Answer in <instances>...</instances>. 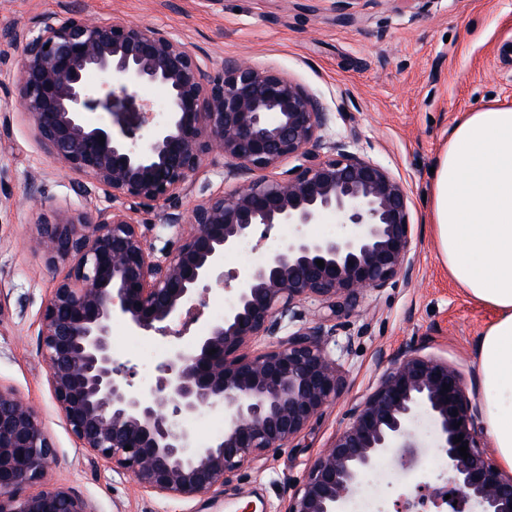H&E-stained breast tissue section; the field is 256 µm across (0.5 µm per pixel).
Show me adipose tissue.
<instances>
[{
  "label": "adipose tissue",
  "instance_id": "1",
  "mask_svg": "<svg viewBox=\"0 0 512 512\" xmlns=\"http://www.w3.org/2000/svg\"><path fill=\"white\" fill-rule=\"evenodd\" d=\"M428 220L450 276L495 310L478 340L484 429L512 469V107L455 124L435 170Z\"/></svg>",
  "mask_w": 512,
  "mask_h": 512
}]
</instances>
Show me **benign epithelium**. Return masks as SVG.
Segmentation results:
<instances>
[{"mask_svg": "<svg viewBox=\"0 0 512 512\" xmlns=\"http://www.w3.org/2000/svg\"><path fill=\"white\" fill-rule=\"evenodd\" d=\"M5 36L21 50L19 103L42 143L90 180L77 185L80 195L103 189L114 202L108 210L43 217L33 239L49 264H69L39 317L55 402L80 445L142 489L202 498L290 446L340 394L327 348L336 320L363 293L413 278L407 189L347 142L325 141L330 112L272 70L226 58L213 74L164 29L119 16L94 21L76 10ZM94 72L105 77L96 87L87 81ZM146 84L167 91L160 120L139 97ZM212 155L224 158V179L238 185L200 200L186 219L180 193ZM286 158L296 165L265 175ZM122 200L162 207L163 223L179 238L176 250L156 255L135 208L116 205ZM327 215L341 228L336 235L300 232ZM276 228L288 237L274 252L241 273H224L227 253ZM213 282L233 292L236 304L192 336ZM310 301L321 309L312 321ZM115 320L166 341L147 389L113 355ZM262 338L270 349L249 354ZM224 406V434L196 447L189 422ZM479 416L454 366L405 349L347 410L345 427L309 465L283 512H343L381 459L407 466L406 449L420 447L410 426L423 418L436 433L448 489L424 482L394 512L444 501L448 512H512V474L483 444ZM465 444L466 459L458 451ZM54 458L38 412L0 387V512H92L81 495L46 482ZM35 484L43 488L22 493Z\"/></svg>", "mask_w": 512, "mask_h": 512, "instance_id": "benign-epithelium-1", "label": "benign epithelium"}]
</instances>
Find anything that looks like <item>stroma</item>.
Segmentation results:
<instances>
[{"mask_svg": "<svg viewBox=\"0 0 512 512\" xmlns=\"http://www.w3.org/2000/svg\"><path fill=\"white\" fill-rule=\"evenodd\" d=\"M71 9L166 29L207 54L214 73L225 58L240 57L302 84L331 113L328 140L347 141L388 168L411 198L412 281L367 291L328 339L341 346L339 396L292 447L194 501L144 491L82 448L49 384L39 316L68 267L48 265L30 241L42 216L104 209L112 200L100 189L78 196L77 174L48 152L18 108L21 60L3 32L38 29L48 15ZM355 11L345 22L334 0H0V386L36 409L54 442L48 483L73 489L93 512H278L289 490L303 484L311 460L345 426L348 407L376 383L380 356L403 347L454 365L468 397L479 402L475 348L496 314L449 276L425 220V195L456 120L492 103L512 107V0H423L417 10L404 0H358ZM233 187L223 158L211 156L179 205L187 211ZM111 341L115 358L151 386L163 342L135 335L120 320L112 323ZM374 476L383 512H392L393 499L417 484L389 460Z\"/></svg>", "mask_w": 512, "mask_h": 512, "instance_id": "35a3bbf8", "label": "stroma"}]
</instances>
